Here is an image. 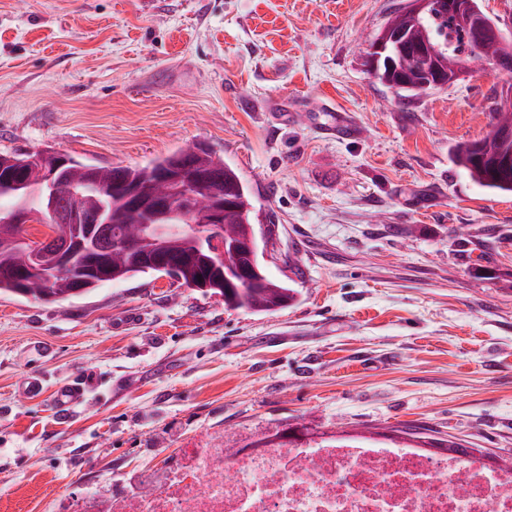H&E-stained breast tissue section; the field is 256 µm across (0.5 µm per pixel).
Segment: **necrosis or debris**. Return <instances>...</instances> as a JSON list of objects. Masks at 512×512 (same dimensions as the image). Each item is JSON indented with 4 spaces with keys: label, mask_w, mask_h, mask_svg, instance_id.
Instances as JSON below:
<instances>
[{
    "label": "necrosis or debris",
    "mask_w": 512,
    "mask_h": 512,
    "mask_svg": "<svg viewBox=\"0 0 512 512\" xmlns=\"http://www.w3.org/2000/svg\"><path fill=\"white\" fill-rule=\"evenodd\" d=\"M135 492L85 496L83 512H512V467L423 449L272 441L179 449Z\"/></svg>",
    "instance_id": "necrosis-or-debris-1"
}]
</instances>
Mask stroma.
<instances>
[{
  "label": "stroma",
  "mask_w": 512,
  "mask_h": 512,
  "mask_svg": "<svg viewBox=\"0 0 512 512\" xmlns=\"http://www.w3.org/2000/svg\"><path fill=\"white\" fill-rule=\"evenodd\" d=\"M406 0H0V154L234 164L294 298L268 313L152 273L48 305L0 295V512H80L178 449L305 424L512 459V194L451 149L506 79L398 99L367 72ZM348 114V139L321 134ZM41 396L25 393L30 375ZM82 380L63 412L55 385Z\"/></svg>",
  "instance_id": "stroma-1"
}]
</instances>
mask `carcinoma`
<instances>
[{"mask_svg":"<svg viewBox=\"0 0 512 512\" xmlns=\"http://www.w3.org/2000/svg\"><path fill=\"white\" fill-rule=\"evenodd\" d=\"M441 0H432L430 13L423 18L400 13L387 22L386 27L401 32L404 50L399 51L388 43L384 51L377 53V66L372 75L383 85L395 90L401 98L420 97L433 90L434 62L411 52L414 46L427 38L441 44L446 56L439 62L441 69L448 73L464 56L477 51L496 56L501 49L492 43L478 45L474 37L446 15ZM512 154V110L494 109L493 128L482 140L459 144L453 149L455 164L469 177L493 193H512V166L491 168V164ZM29 155L0 154V176L8 171L18 173L21 162ZM183 150H175L158 157L144 166L104 167L70 158L66 166L70 184L81 192L86 205L87 223L52 224L45 226L53 234L65 231L75 239L81 249H87L86 233L95 229L112 240V251L95 250L86 254V263L80 269L63 270L52 260H47L39 274L49 286L43 292L27 288L21 272L30 268L32 259L27 247L14 242L16 226L3 220L4 215L23 205L35 215H47L44 207L45 188L39 187V172L29 169L30 187L28 192L12 194L0 190V294L19 297L32 296L45 304H53L87 294L96 288L132 278L138 274L155 273L157 269L146 267L141 253L152 247L146 243L136 248L123 246L128 224L122 212V199L131 186H147L161 174L184 166ZM197 170L208 175L210 189L224 190L228 202L225 213L226 224L221 236L224 240V264L211 267L206 259L209 251L206 245L198 244L186 235H176L166 240L165 254L167 269L163 274L175 278L187 288H200L208 284L207 292L224 297L227 309H248L253 312H272L288 305L293 299L292 290L283 282L270 277L262 266L241 275L242 248L250 239L254 229V204L249 185L234 165L214 151L206 150L194 160ZM116 215L112 224L97 223V211L101 208Z\"/></svg>","mask_w":512,"mask_h":512,"instance_id":"cac0c4a2","label":"carcinoma"}]
</instances>
